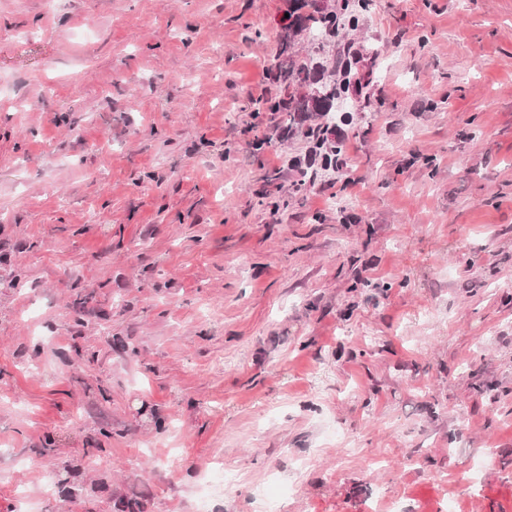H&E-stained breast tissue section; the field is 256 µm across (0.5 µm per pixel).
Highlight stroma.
Masks as SVG:
<instances>
[{"instance_id":"35a3bbf8","label":"stroma","mask_w":512,"mask_h":512,"mask_svg":"<svg viewBox=\"0 0 512 512\" xmlns=\"http://www.w3.org/2000/svg\"><path fill=\"white\" fill-rule=\"evenodd\" d=\"M287 9L0 0V512H512V0L305 46L343 172ZM289 0L288 24L281 36L274 79L280 84L281 92L274 100L259 105L267 112H285L288 116V133L302 128L316 115L331 112L336 98L344 93V84L336 78L326 76L321 63H311L301 58L295 50L303 37L312 41H322L326 36L335 34L339 24L336 10L330 12L329 0ZM312 43V41L308 40ZM308 90H305V89ZM322 128L320 124H307L304 134L312 138Z\"/></svg>"}]
</instances>
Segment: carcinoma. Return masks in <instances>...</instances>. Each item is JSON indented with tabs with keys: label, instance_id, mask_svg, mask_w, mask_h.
<instances>
[{
	"label": "carcinoma",
	"instance_id": "cac0c4a2",
	"mask_svg": "<svg viewBox=\"0 0 512 512\" xmlns=\"http://www.w3.org/2000/svg\"><path fill=\"white\" fill-rule=\"evenodd\" d=\"M288 24L281 36L274 79L280 84L279 97L265 101L260 108L267 112H284L288 116V132L306 127L305 135L314 137L321 128L311 120L332 111L344 84L326 76L321 63L299 56L296 45L303 38L321 41L335 34L338 14L325 12L317 0H288Z\"/></svg>",
	"mask_w": 512,
	"mask_h": 512
}]
</instances>
